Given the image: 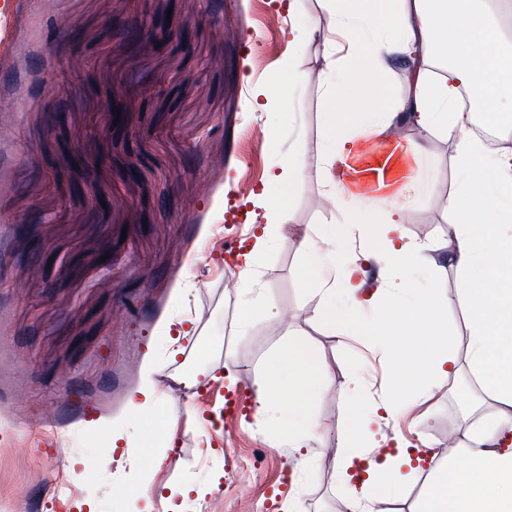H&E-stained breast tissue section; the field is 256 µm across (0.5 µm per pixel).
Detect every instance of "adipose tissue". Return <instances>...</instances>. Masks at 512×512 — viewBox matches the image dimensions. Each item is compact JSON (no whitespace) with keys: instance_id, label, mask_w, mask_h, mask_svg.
Returning a JSON list of instances; mask_svg holds the SVG:
<instances>
[{"instance_id":"1","label":"adipose tissue","mask_w":512,"mask_h":512,"mask_svg":"<svg viewBox=\"0 0 512 512\" xmlns=\"http://www.w3.org/2000/svg\"><path fill=\"white\" fill-rule=\"evenodd\" d=\"M326 5L325 24L293 32L290 41L298 52L316 32H324L323 64L314 72L289 68L288 89L294 92L319 79L327 105L343 104L357 118L353 128L332 117L326 122L320 172L329 197L353 207L369 183L382 187L399 180L402 162L397 158L385 159L369 173L345 169L359 137L385 136L396 125L411 122L420 133L415 154H423L428 139L437 133L457 143L455 189L449 200L454 239L448 263L460 283L456 303L468 316L469 372L495 410L465 427L456 456L431 457L425 490L410 512H512V449L501 446L512 436V232L502 233L494 224L496 215H512V152L488 153L469 132L473 113L497 122L502 102H512V44L493 17L497 11L511 14L512 0H498L493 10L485 0H326ZM439 57L449 64L437 74L432 61ZM394 59L406 63L401 96L388 99L381 110L349 96L353 85L376 94L379 74ZM465 88L475 91L467 102L461 97ZM303 171L302 154H294L264 185L269 222L243 256L240 331L251 327L264 305L263 290L253 275L256 257L274 237L293 229L290 209L276 190L292 184ZM400 207L399 200H390V213L380 223L384 258L397 272L411 267L427 248L423 241H405L394 217ZM314 233L311 227L303 230L301 249L307 264L320 271L313 291L316 322L343 336H382L391 328L409 326L413 340L394 352L393 364L413 373L418 399L430 400L457 371V357L448 342L447 302L429 288L412 289L405 299L380 291L358 297L362 270L356 260L338 266L323 263ZM340 285L348 297L344 308L335 301ZM328 374L326 361L296 331L289 332L263 363L256 382L258 411L287 428L292 447L307 449L326 439L309 407L326 396ZM376 434L372 421H362L347 441L340 468L356 470L357 479L348 487L345 512H389L418 471L403 442L383 461L370 457L367 447Z\"/></svg>"}]
</instances>
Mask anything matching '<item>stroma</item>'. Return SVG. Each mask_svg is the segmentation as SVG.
Wrapping results in <instances>:
<instances>
[{"mask_svg":"<svg viewBox=\"0 0 512 512\" xmlns=\"http://www.w3.org/2000/svg\"><path fill=\"white\" fill-rule=\"evenodd\" d=\"M176 3L189 17L182 39L145 27ZM324 13L323 0H297L291 12L279 0H0V512H64L67 501L97 512H286L297 490L304 512H339L349 429L382 398L408 402L410 389L389 360L401 337L371 350L314 322L317 280L300 229L314 226L317 248L336 260L359 251L343 236L349 209L323 203V89H281L288 66H321L322 38L299 54L288 41ZM176 73L190 76L187 89ZM107 102L126 111L129 129L111 126ZM418 138L403 124L360 142L346 163L376 167ZM74 142L89 172L75 168ZM299 149L304 175L282 189L296 232L258 256L267 305L241 334L235 251L266 222L263 183ZM455 153L454 140L430 138L404 175L436 189L408 194L398 215L405 239L430 244L406 287L450 302ZM91 181L111 188L110 208ZM291 329L330 365L332 390L311 411L329 438L307 461L256 412L254 382ZM448 341L456 375L430 401L382 419L384 447L420 433L451 455L468 413L490 412L470 384L466 315L452 303ZM200 371L210 381L181 384ZM149 376L165 412L152 433L173 448L150 472L149 494H119L117 474L137 451L129 397ZM253 456L261 471L239 467Z\"/></svg>","mask_w":512,"mask_h":512,"instance_id":"35a3bbf8","label":"stroma"}]
</instances>
